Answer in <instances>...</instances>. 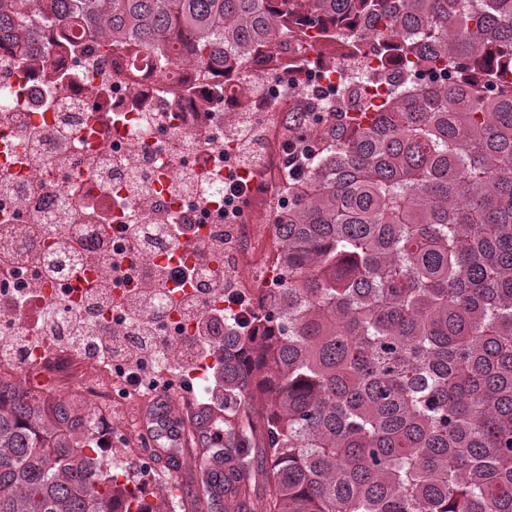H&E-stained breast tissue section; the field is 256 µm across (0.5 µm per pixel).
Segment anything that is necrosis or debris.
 I'll list each match as a JSON object with an SVG mask.
<instances>
[{
    "instance_id": "obj_1",
    "label": "necrosis or debris",
    "mask_w": 512,
    "mask_h": 512,
    "mask_svg": "<svg viewBox=\"0 0 512 512\" xmlns=\"http://www.w3.org/2000/svg\"><path fill=\"white\" fill-rule=\"evenodd\" d=\"M51 37L30 16L18 41L0 44V351L17 332L29 338L22 357L0 362V386L35 394L48 406L58 399L72 356L66 329L41 330L42 313L53 303L76 319L87 307L66 275L83 258L69 250L70 238L90 246L108 272L123 246L113 225H139L147 244L136 264L122 269L112 294L137 288L173 248L195 246L191 236L172 246L166 225L223 231L224 160L236 153L214 122V108L224 105L223 79L199 82L196 64L167 70L151 59L109 52L86 36L46 66ZM64 214L68 226L52 238L10 232L19 224L53 225ZM46 258L58 271L30 291ZM81 366L84 377L69 401L95 415L90 435L106 465L118 454L113 433L131 437L136 430L133 421L113 418L114 400L133 407L146 390L91 354L82 355Z\"/></svg>"
}]
</instances>
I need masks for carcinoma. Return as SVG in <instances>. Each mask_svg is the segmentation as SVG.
<instances>
[{
    "label": "carcinoma",
    "mask_w": 512,
    "mask_h": 512,
    "mask_svg": "<svg viewBox=\"0 0 512 512\" xmlns=\"http://www.w3.org/2000/svg\"><path fill=\"white\" fill-rule=\"evenodd\" d=\"M66 44L244 68L370 48L381 102L309 115L275 221L273 287L224 313V466L263 512H512V0H30ZM25 19L0 0V42ZM477 72L487 97L419 72ZM89 424L0 387V512H163L99 466Z\"/></svg>",
    "instance_id": "cac0c4a2"
}]
</instances>
